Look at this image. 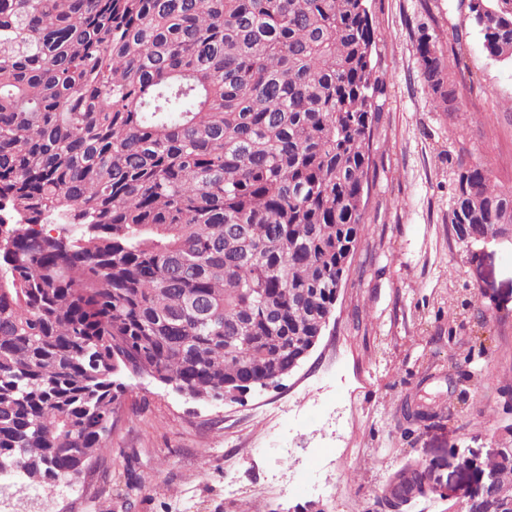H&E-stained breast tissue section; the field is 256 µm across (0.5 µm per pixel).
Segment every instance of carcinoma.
I'll use <instances>...</instances> for the list:
<instances>
[{
	"instance_id": "obj_1",
	"label": "carcinoma",
	"mask_w": 512,
	"mask_h": 512,
	"mask_svg": "<svg viewBox=\"0 0 512 512\" xmlns=\"http://www.w3.org/2000/svg\"><path fill=\"white\" fill-rule=\"evenodd\" d=\"M469 20L512 61V0ZM361 0H0V468H89L151 372L191 398L277 387L322 336L372 165ZM447 103L457 59L418 42ZM452 230H512V191L458 163ZM469 480L483 500L512 464ZM408 459L388 507L443 498Z\"/></svg>"
}]
</instances>
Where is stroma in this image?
<instances>
[{
	"label": "stroma",
	"instance_id": "obj_1",
	"mask_svg": "<svg viewBox=\"0 0 512 512\" xmlns=\"http://www.w3.org/2000/svg\"><path fill=\"white\" fill-rule=\"evenodd\" d=\"M384 86L364 231L316 345L280 387L237 403L126 378L106 449L52 484L0 475V512H383L410 457L512 448V239L463 242L459 161L512 189V63L465 0H367ZM457 58L436 102L420 33ZM430 417L408 424L402 408Z\"/></svg>",
	"mask_w": 512,
	"mask_h": 512
}]
</instances>
